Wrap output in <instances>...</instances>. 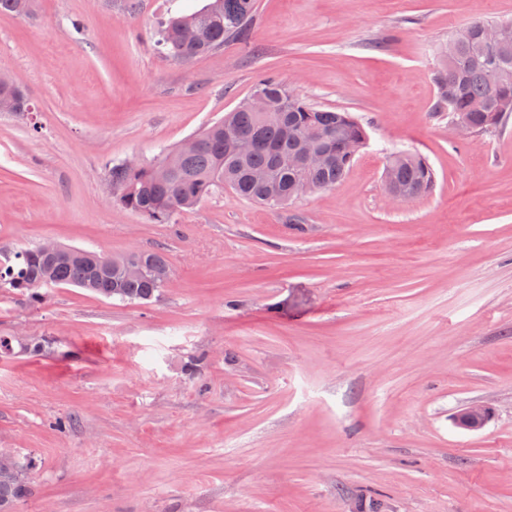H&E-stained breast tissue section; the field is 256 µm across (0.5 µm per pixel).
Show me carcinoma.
I'll return each mask as SVG.
<instances>
[{
	"instance_id": "carcinoma-1",
	"label": "carcinoma",
	"mask_w": 512,
	"mask_h": 512,
	"mask_svg": "<svg viewBox=\"0 0 512 512\" xmlns=\"http://www.w3.org/2000/svg\"><path fill=\"white\" fill-rule=\"evenodd\" d=\"M256 0H209L197 11L170 18L158 31V46L169 58L188 63L224 46L227 40L247 45ZM494 24L505 30V45L490 50L482 30ZM197 27L202 38L186 41L182 30ZM437 88L433 111L448 113V120L467 118L474 131L494 125L496 116L512 112V20L494 23L477 19L459 43L450 36L439 54L434 75ZM255 92L264 94L269 111L255 112L242 102L224 119L194 135L196 145L178 147L162 154L161 163L131 169L125 163L109 168L113 203L152 224H169L179 212L194 208L205 197L228 187L246 199L278 208L294 200L298 185L308 182L325 190L341 181L365 146V129L348 113L316 108L288 92L274 78H262ZM17 96V111L30 105L22 90L0 75V96ZM328 138L326 162L308 167L290 160L300 157L312 135ZM239 138L253 142V149L237 153ZM393 178L401 190L423 195L435 183L434 171L426 158L396 152L388 160ZM264 172L267 181L258 183L253 173ZM95 252L64 255L45 260L40 246L21 249L0 261V288L25 291L40 298L39 289L60 286L83 288L97 296L141 303L152 299L171 279V268L160 251L134 250L112 257L105 265ZM136 259L149 267L132 274L125 264ZM16 477L0 480V512L8 510L31 493L26 474L32 462L19 454L7 462Z\"/></svg>"
}]
</instances>
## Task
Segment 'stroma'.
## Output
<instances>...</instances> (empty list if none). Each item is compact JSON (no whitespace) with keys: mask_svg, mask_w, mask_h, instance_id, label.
<instances>
[{"mask_svg":"<svg viewBox=\"0 0 512 512\" xmlns=\"http://www.w3.org/2000/svg\"><path fill=\"white\" fill-rule=\"evenodd\" d=\"M207 0H33L0 15V251L163 252L144 303L0 289V448L12 512H512V115L459 135L441 45L512 0H256L249 45L160 53ZM271 76L367 133L345 177L272 209L231 190L171 223L112 202ZM396 151L432 190L388 200ZM478 403L482 429L453 417ZM14 452L9 448H0V459L9 460ZM7 465L16 472L13 477V471L10 468H1L0 461V479L11 478L7 481L0 480V511L6 512L18 501L26 498L31 493L27 482L26 474L30 469L32 462L29 458L16 453L15 457L7 462Z\"/></svg>","mask_w":512,"mask_h":512,"instance_id":"obj_1","label":"stroma"}]
</instances>
